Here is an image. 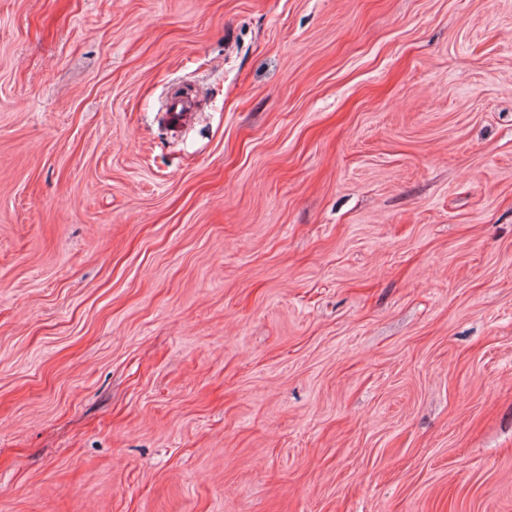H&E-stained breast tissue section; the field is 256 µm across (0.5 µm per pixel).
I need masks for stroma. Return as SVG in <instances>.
Returning <instances> with one entry per match:
<instances>
[{
  "label": "stroma",
  "mask_w": 512,
  "mask_h": 512,
  "mask_svg": "<svg viewBox=\"0 0 512 512\" xmlns=\"http://www.w3.org/2000/svg\"><path fill=\"white\" fill-rule=\"evenodd\" d=\"M0 512H512V0H0ZM194 102L187 95L175 93L169 97L163 112V122L172 132H178L188 125L194 115Z\"/></svg>",
  "instance_id": "obj_1"
}]
</instances>
